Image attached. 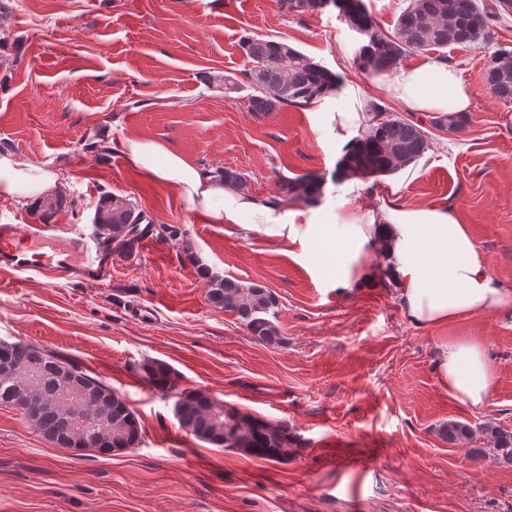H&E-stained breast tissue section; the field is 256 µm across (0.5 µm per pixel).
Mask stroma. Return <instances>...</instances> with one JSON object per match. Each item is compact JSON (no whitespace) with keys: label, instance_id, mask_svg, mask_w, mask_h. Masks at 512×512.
<instances>
[{"label":"stroma","instance_id":"stroma-1","mask_svg":"<svg viewBox=\"0 0 512 512\" xmlns=\"http://www.w3.org/2000/svg\"><path fill=\"white\" fill-rule=\"evenodd\" d=\"M0 30V150L59 173V202L0 199V224L93 229L104 195L130 199L153 236L114 259L102 286L0 267V341L79 366L118 392L142 428L118 455L76 456L0 406V512H512V465L475 457L493 445L485 427L512 432V307L422 329L404 315L388 279L337 288L287 244L234 224L205 223L191 203L111 150L139 137L199 167L244 173L252 196L278 194L282 177L314 173L317 204L447 207L467 224L502 287L512 290V104L485 84L493 52L512 48V21L492 38L447 50L473 92L460 132L389 96L360 67L364 35L339 10L292 16L282 0H8ZM248 38L286 40L366 100L419 123L430 142L414 164L361 178L349 192L334 178L345 149L314 108L257 116L251 90L227 92L249 63ZM271 290L282 342L247 335L207 299L199 266ZM483 341L494 382L485 408L448 395L436 362L443 337ZM168 363L177 390L199 391L270 424L295 452L275 462L187 434L175 399L144 381L145 360ZM476 429L448 443L441 428Z\"/></svg>","mask_w":512,"mask_h":512}]
</instances>
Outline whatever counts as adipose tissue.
Returning <instances> with one entry per match:
<instances>
[{"label":"adipose tissue","mask_w":512,"mask_h":512,"mask_svg":"<svg viewBox=\"0 0 512 512\" xmlns=\"http://www.w3.org/2000/svg\"><path fill=\"white\" fill-rule=\"evenodd\" d=\"M388 89L415 109L435 115L465 112L471 106V89L442 58L397 69ZM316 106L342 146L368 119L366 101L349 89L318 98ZM119 149L149 179L185 196L205 222L240 224L299 247L302 255L318 261L320 274L335 287L386 275L415 327L443 326L512 305V291L500 286L468 225L460 223L451 209H350L335 224L324 223L317 214L299 223L277 216L259 199L226 187L217 173L157 142L128 137ZM61 186L59 175L13 153H0L1 198L29 204L53 196ZM436 371L458 404L472 410L486 405L494 373L481 341L472 337L442 340Z\"/></svg>","instance_id":"adipose-tissue-1"}]
</instances>
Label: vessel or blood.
Segmentation results:
<instances>
[{
    "instance_id": "obj_1",
    "label": "vessel or blood",
    "mask_w": 512,
    "mask_h": 512,
    "mask_svg": "<svg viewBox=\"0 0 512 512\" xmlns=\"http://www.w3.org/2000/svg\"><path fill=\"white\" fill-rule=\"evenodd\" d=\"M58 230L55 224H0V240L9 245L8 250L0 252V263L20 273H74L100 285L111 280L113 253L97 234L71 228L65 257L54 259L40 254L42 243Z\"/></svg>"
}]
</instances>
